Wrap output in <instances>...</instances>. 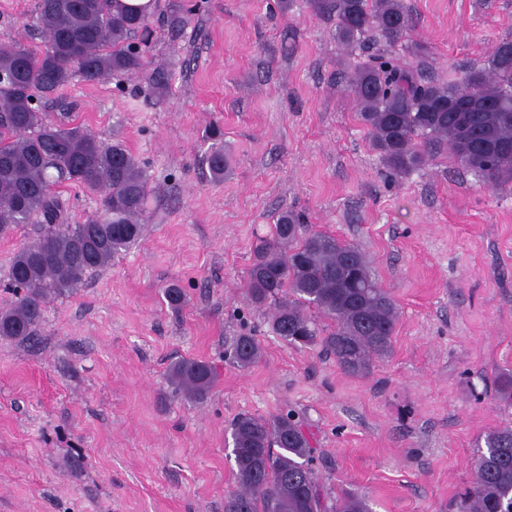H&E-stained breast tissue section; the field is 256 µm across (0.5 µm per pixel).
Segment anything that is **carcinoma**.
I'll list each match as a JSON object with an SVG mask.
<instances>
[{"mask_svg":"<svg viewBox=\"0 0 512 512\" xmlns=\"http://www.w3.org/2000/svg\"><path fill=\"white\" fill-rule=\"evenodd\" d=\"M317 13L336 15V41L356 46L370 32L392 45L406 37L404 0H311ZM150 17L112 10V0H38L37 28L44 47L0 43V233L14 224H40L44 232L19 248L10 268L15 300L0 307V337L38 341L46 300L78 288L90 271L135 245L149 177L122 143H105L70 118L46 119L43 100H52L79 75L87 83L106 76H137L145 70L142 51L131 44L152 37ZM417 64L378 54L348 68V89L383 165L403 178L422 170L435 150L494 189L512 182V40H501L476 61L462 83L423 75L429 56L411 44ZM78 51L73 60L71 49ZM160 98L170 91V73L146 74ZM490 102L494 111L472 108ZM212 179H224V142L206 156ZM76 184L102 197L103 215L69 223L55 187ZM256 308H271L275 336L292 346L324 345L348 374L364 376L373 361L388 356L398 310L358 247L309 229L304 218L285 211L269 236L258 241L243 284ZM228 358L240 368L262 355L259 341L236 336ZM169 377L187 398L201 400L215 383L212 366L200 359L174 363ZM235 487L224 497V512H370L366 499L343 490L332 507L324 502L312 467L313 448L295 414L239 415L231 426ZM478 447L469 489L458 512H512V426L493 428Z\"/></svg>","mask_w":512,"mask_h":512,"instance_id":"obj_1","label":"carcinoma"}]
</instances>
